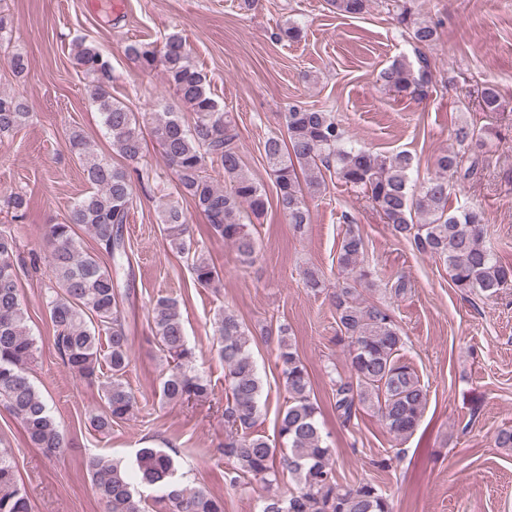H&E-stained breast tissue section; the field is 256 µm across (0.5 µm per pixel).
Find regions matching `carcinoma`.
<instances>
[{"label":"carcinoma","mask_w":512,"mask_h":512,"mask_svg":"<svg viewBox=\"0 0 512 512\" xmlns=\"http://www.w3.org/2000/svg\"><path fill=\"white\" fill-rule=\"evenodd\" d=\"M338 15L357 17L369 0H325ZM397 24L404 27L418 50L417 63L394 60L381 70L378 80L396 95L410 100L428 96L431 65L421 49L437 40L431 21L413 17L407 4L396 5ZM303 27L296 21L279 26L275 40L288 44L301 40ZM126 52L141 69L162 67L176 100L152 112H135L114 99L105 86L110 62L95 45L76 44L75 60L90 78L89 99L101 114L105 135L124 164L115 165L98 154L83 131L68 134L71 152L80 164L90 189L72 205L67 219L49 226L46 236L48 262L54 286L46 306L54 331V345L63 365L84 380L98 378L101 362L110 376L103 383L102 406L88 416L94 429L105 432L127 419L136 399L125 382L131 344L122 306L131 293L134 267L126 250L124 224L134 204L132 174L151 137L161 148L173 172L178 193L190 198L214 234L231 245L243 265L258 254V241L249 216L267 210L268 196L261 184L242 168L238 135L232 121L207 89L206 78L190 61L186 40L177 33L158 45L133 42ZM479 106L484 112H503L506 105L496 86L483 88ZM194 114L185 125L181 110ZM32 113L16 96L0 92V136L25 126ZM288 139L267 137L264 155L274 177L276 205L295 233L310 224L309 200L326 191L322 170H334L347 186L363 191L382 214L394 236L410 241L417 252L441 261L453 286L464 295L491 299L512 282V264L500 261L485 241V211L477 206L449 202V179L460 168L461 155H478L487 138L468 125L455 130L456 151L440 153L435 173L412 191L413 158L406 151L376 154L357 147L334 113L309 108L297 101L284 113ZM218 162L229 186L213 183L207 162ZM160 223L170 249L192 257L194 282L211 287L219 279L214 263L198 249L188 230L189 217L177 204L161 210ZM94 242L84 246L77 230ZM337 263L345 281L332 295L339 333L336 341L346 347L348 374L332 379L334 410L343 425L363 409L377 413L397 439L411 436L419 427L427 403V389L416 371L401 358L404 339L388 305L366 303L360 290L375 288L396 299L407 294L402 275L384 281L376 268L365 264L363 236L349 229L342 237ZM303 283L319 293L324 281L314 267L302 270ZM151 323L168 362L161 378L163 404L207 401L214 396L211 384L195 367L196 352L185 335L179 301L161 297L151 307ZM219 355L224 360V424L229 433L222 453L233 461L224 472V484L235 491L259 482L267 489L258 512H392L389 497L372 483L342 487L336 478L333 448L318 420V404L310 374L290 339L288 326L277 329L278 360L289 394L279 412L277 440L253 431L261 416L263 383L252 353L251 331L236 312L224 307L215 318ZM106 341L107 350L101 349ZM34 340L27 325L19 288L18 261L9 230H0V404L21 424L31 444L49 457L68 447L66 437L49 411L43 395L30 378L28 365ZM85 467L105 512H148L134 497L131 485L140 482L161 493L170 512H224V499L203 489L188 488L175 474L172 457L162 448L139 450L132 470L103 457L87 458ZM296 488L282 495L273 490L283 473ZM0 512H32L20 486L14 463L0 452Z\"/></svg>","instance_id":"obj_1"}]
</instances>
